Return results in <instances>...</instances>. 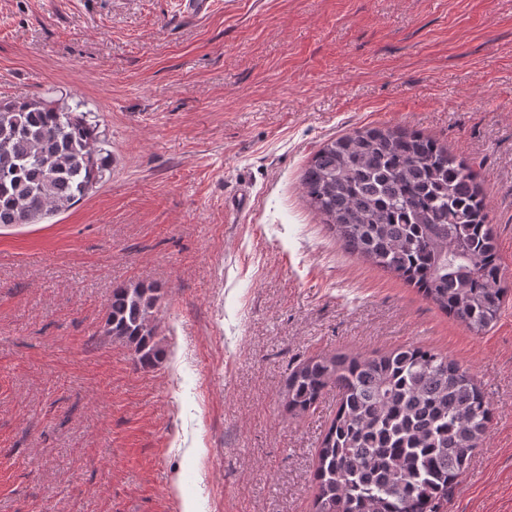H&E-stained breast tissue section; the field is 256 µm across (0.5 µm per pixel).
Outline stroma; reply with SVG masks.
Listing matches in <instances>:
<instances>
[{
  "mask_svg": "<svg viewBox=\"0 0 512 512\" xmlns=\"http://www.w3.org/2000/svg\"><path fill=\"white\" fill-rule=\"evenodd\" d=\"M81 103L110 177L0 228V512H313L339 398L291 367L408 345L491 404L445 512H512V295L475 333L343 249L303 197L328 140L417 130L471 163L512 288V0H0V97ZM153 283L161 363L103 336Z\"/></svg>",
  "mask_w": 512,
  "mask_h": 512,
  "instance_id": "stroma-1",
  "label": "stroma"
}]
</instances>
